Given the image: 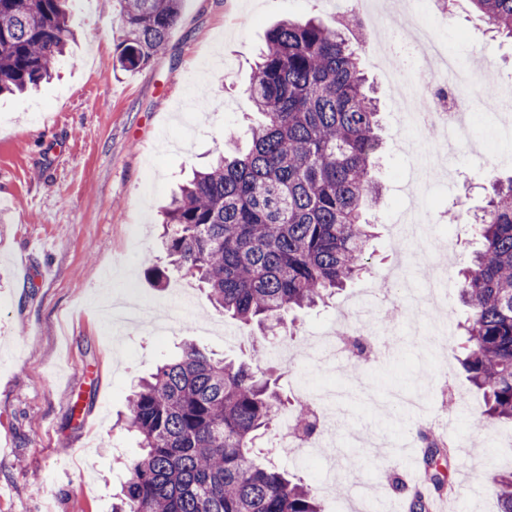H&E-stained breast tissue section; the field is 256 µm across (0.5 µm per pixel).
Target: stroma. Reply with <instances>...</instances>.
Masks as SVG:
<instances>
[{"instance_id": "obj_1", "label": "stroma", "mask_w": 512, "mask_h": 512, "mask_svg": "<svg viewBox=\"0 0 512 512\" xmlns=\"http://www.w3.org/2000/svg\"><path fill=\"white\" fill-rule=\"evenodd\" d=\"M435 37L478 73L512 82V42L495 38L456 0L438 17L422 0ZM334 19L331 0H182L166 49L144 68L116 67L121 35L118 0H71L74 32L64 60L37 91L0 98V512H112V496L136 457L135 439L117 426L139 377L191 341L218 357L250 361L259 334L242 328L211 303L195 279L169 271L156 287L148 271L164 261L159 210L192 169L221 151L246 147L259 116L245 88L266 29L285 19ZM363 65L380 99L384 145L378 177L385 186L376 208L370 263L347 288L318 308L298 314L289 356L269 345L260 371L276 373L282 393L304 386L348 395L349 419L336 440V479L325 483L320 464L285 449L276 462L308 483L322 512H364L348 494L363 481L371 505L406 512L390 475L406 467L421 478L420 441L399 446L405 426L431 420L455 394L459 443L440 470L456 512H499L494 478L512 471V423L472 420L484 408L480 392L458 361L465 309L448 290L453 323L446 348L413 345L397 327L379 343L398 354L372 367L336 370L311 361V343L339 313L382 287L381 272L395 255L391 221L411 203L428 135L401 130L397 105L371 58ZM487 83L473 96L470 143L454 153V180L427 190L439 239L455 237L446 266L466 267L479 238L469 225L449 222L448 209L466 199L485 203V174L512 175V135L499 125L505 112L485 104ZM426 396L423 411L392 412L391 395ZM368 430L391 442L387 463L353 438Z\"/></svg>"}]
</instances>
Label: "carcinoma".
Listing matches in <instances>:
<instances>
[{"label":"carcinoma","mask_w":512,"mask_h":512,"mask_svg":"<svg viewBox=\"0 0 512 512\" xmlns=\"http://www.w3.org/2000/svg\"><path fill=\"white\" fill-rule=\"evenodd\" d=\"M67 0H0V95L49 78L72 36ZM123 34L115 59L139 69L166 47L181 0H119ZM512 40V0H469ZM363 26L283 20L266 32L246 94L262 120L248 151L219 155L163 211L168 266L195 278L212 303L243 325L283 326L367 266L379 202L377 99L361 67ZM477 225L482 249L458 272L468 307L462 366L481 392L477 418L512 421V177L495 175ZM284 406L276 383L192 344L156 366L128 399L124 430L141 453L112 512H321L301 480L268 460L258 436ZM429 483L444 488L436 460L451 448L422 436ZM499 512H512V471L496 480Z\"/></svg>","instance_id":"cac0c4a2"}]
</instances>
